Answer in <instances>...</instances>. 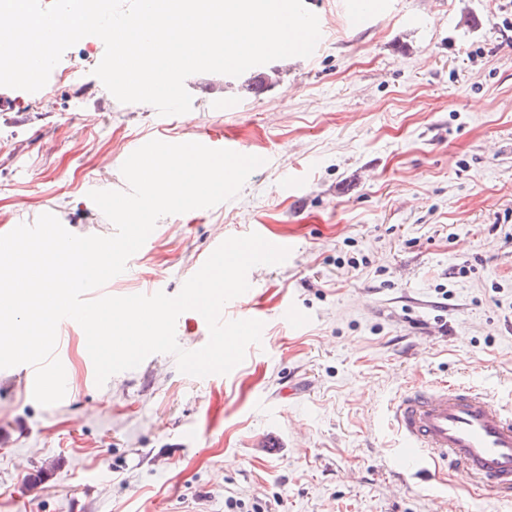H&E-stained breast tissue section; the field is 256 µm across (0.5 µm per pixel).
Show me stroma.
I'll return each mask as SVG.
<instances>
[{"instance_id": "1", "label": "stroma", "mask_w": 512, "mask_h": 512, "mask_svg": "<svg viewBox=\"0 0 512 512\" xmlns=\"http://www.w3.org/2000/svg\"><path fill=\"white\" fill-rule=\"evenodd\" d=\"M304 3L311 56L191 75L182 115L118 102L95 36L38 92L0 87V235L44 213L112 235L88 194L127 190L152 139L217 132L265 160L236 198L161 218L93 297L177 295L231 236L291 249L224 307L264 324L229 374L156 353L100 386L76 323L57 330L66 402L0 369V512H512L463 470L396 468L390 418L439 381L512 407V0H376L356 23L346 0Z\"/></svg>"}]
</instances>
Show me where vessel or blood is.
<instances>
[{"label":"vessel or blood","mask_w":512,"mask_h":512,"mask_svg":"<svg viewBox=\"0 0 512 512\" xmlns=\"http://www.w3.org/2000/svg\"><path fill=\"white\" fill-rule=\"evenodd\" d=\"M392 417L398 468L446 462L498 497L512 499V408L469 386L439 384L406 391Z\"/></svg>","instance_id":"b4317fda"}]
</instances>
